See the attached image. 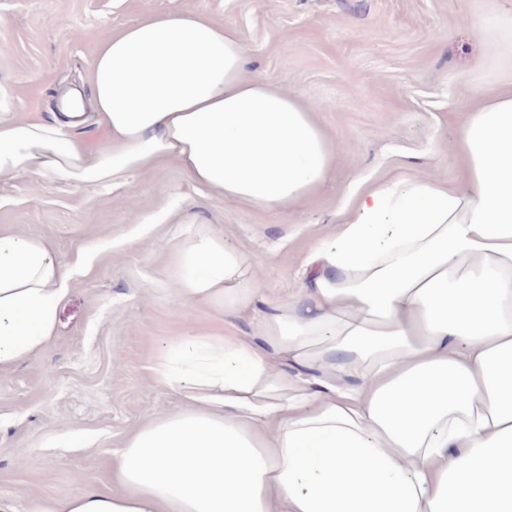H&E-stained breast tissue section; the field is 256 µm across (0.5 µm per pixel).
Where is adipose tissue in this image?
Segmentation results:
<instances>
[{
    "mask_svg": "<svg viewBox=\"0 0 512 512\" xmlns=\"http://www.w3.org/2000/svg\"><path fill=\"white\" fill-rule=\"evenodd\" d=\"M247 64L237 31L200 12L123 28L60 117L0 118V178L107 187L172 162L213 195L293 212L336 145ZM88 111L102 143L65 133ZM455 149L453 181L360 191L288 296L208 227L173 243L180 305L227 324L259 311L255 336L178 337L151 372L183 406L126 439L119 491L31 512H512V85L489 84ZM75 272L0 230V372L46 347Z\"/></svg>",
    "mask_w": 512,
    "mask_h": 512,
    "instance_id": "ef3b65f1",
    "label": "adipose tissue"
}]
</instances>
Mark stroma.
Here are the masks:
<instances>
[{
    "mask_svg": "<svg viewBox=\"0 0 512 512\" xmlns=\"http://www.w3.org/2000/svg\"><path fill=\"white\" fill-rule=\"evenodd\" d=\"M492 2L0 0V117L53 120L66 91L87 90L102 38L201 11L238 31L251 76L315 109L338 150L330 178L285 217L212 195L172 163L105 189L0 179V229L43 240L65 263L84 258L47 347L0 373V512L112 490L125 439L180 409L153 360L224 324L173 304L171 239L209 225L251 258L266 294L284 296L304 279L312 238L363 188L397 173L456 177L461 115L488 79L512 83V60L478 24Z\"/></svg>",
    "mask_w": 512,
    "mask_h": 512,
    "instance_id": "stroma-1",
    "label": "stroma"
}]
</instances>
